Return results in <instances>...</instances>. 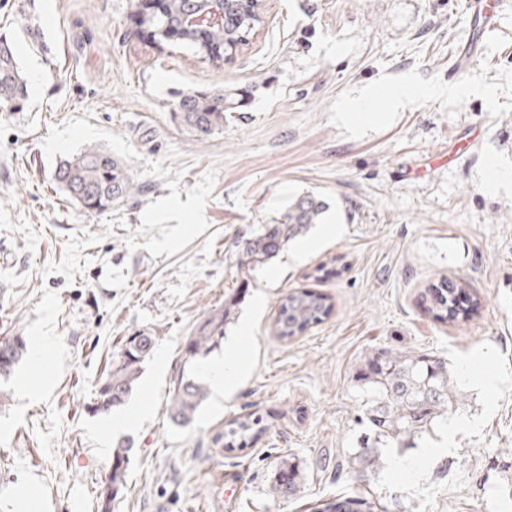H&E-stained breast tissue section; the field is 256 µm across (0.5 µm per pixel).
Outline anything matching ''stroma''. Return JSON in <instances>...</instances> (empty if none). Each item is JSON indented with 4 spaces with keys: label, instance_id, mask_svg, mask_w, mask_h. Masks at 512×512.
<instances>
[{
    "label": "stroma",
    "instance_id": "obj_1",
    "mask_svg": "<svg viewBox=\"0 0 512 512\" xmlns=\"http://www.w3.org/2000/svg\"><path fill=\"white\" fill-rule=\"evenodd\" d=\"M139 0H0V39L28 80L22 109L0 114V340L48 338L45 384L29 360L0 381V512L35 481L38 512H96L111 460L90 406L124 337L158 342L130 404L146 414L128 491L114 512H315L349 497L360 512H512V11L459 79L466 0H262L263 23L221 65L136 24ZM415 97L396 101L395 88ZM231 89L242 103L199 141L173 118L187 89ZM98 146L126 160L140 191L106 212L53 183L61 160ZM326 201L322 223L252 273L225 327L249 371L194 421L169 418L186 336L238 287V253L290 196ZM340 225L328 237L324 227ZM465 278L477 316L448 323L426 287ZM294 288L333 312L305 334L273 333ZM249 323L240 336L241 323ZM376 349L444 360L462 388L434 436L385 448L350 472ZM262 414L253 446L215 444L225 422ZM423 456L417 478L395 476ZM305 470L273 492L286 460Z\"/></svg>",
    "mask_w": 512,
    "mask_h": 512
}]
</instances>
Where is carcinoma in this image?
I'll list each match as a JSON object with an SVG mask.
<instances>
[{
	"label": "carcinoma",
	"mask_w": 512,
	"mask_h": 512,
	"mask_svg": "<svg viewBox=\"0 0 512 512\" xmlns=\"http://www.w3.org/2000/svg\"><path fill=\"white\" fill-rule=\"evenodd\" d=\"M208 8L224 9V24L203 31L186 29L190 12ZM261 18L258 3L243 0H162V10L142 18L156 42L177 35L197 53L220 64L225 55L246 44L247 38ZM28 95L27 79L6 42H0V112H14ZM238 93L232 90H189L179 94L178 125L188 134L203 139L224 128V116L238 107ZM56 185L81 207L103 212L133 197L139 186L127 162L101 147H88L60 162L54 172ZM326 203L315 195H303L288 202V207L274 224H262L243 243L238 270L251 276L257 267L277 257L288 245L303 237L312 225L320 223ZM462 286L448 278L428 285L431 309L441 320L454 321L459 315L456 303ZM238 298L210 309L185 338L184 363L190 364L212 352L224 342V327L232 318ZM332 305L317 292L294 289L279 299L274 320L276 335L281 339L299 336L330 315ZM156 337L136 332L125 338L112 368L98 382L91 410L109 413L125 404L150 357ZM27 349L25 337L17 334L0 343V377H7ZM364 387L365 418L369 432L359 447L345 458L347 467L365 474L379 465L380 448H412L415 441L433 434L436 425L448 417V411L462 401V390L445 361L433 362L424 353H407L377 349L365 359L360 373ZM207 397L204 385L183 371L176 381L170 402V418L178 426L192 422ZM267 427L263 416L254 412L242 414L224 425L217 440L233 450L247 448L259 441ZM131 444L117 443L112 462L99 495L97 512H114L115 503L127 489L128 452ZM304 479L303 469L293 461L283 462L277 472L274 489L280 496L293 495Z\"/></svg>",
	"instance_id": "1"
}]
</instances>
